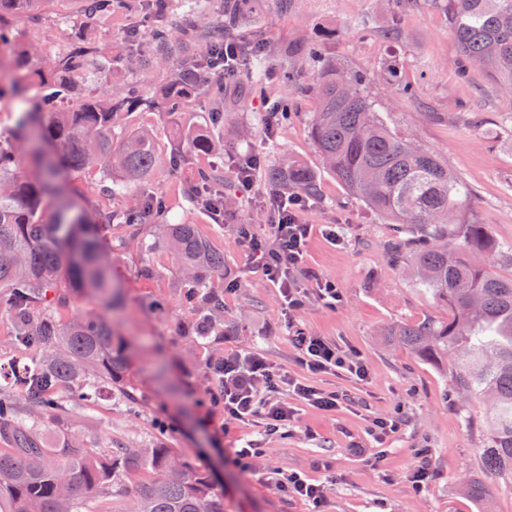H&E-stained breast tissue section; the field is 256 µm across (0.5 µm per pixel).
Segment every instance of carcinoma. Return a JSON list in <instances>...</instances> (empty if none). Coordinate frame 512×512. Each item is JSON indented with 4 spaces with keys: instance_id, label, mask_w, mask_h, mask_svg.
<instances>
[{
    "instance_id": "cac0c4a2",
    "label": "carcinoma",
    "mask_w": 512,
    "mask_h": 512,
    "mask_svg": "<svg viewBox=\"0 0 512 512\" xmlns=\"http://www.w3.org/2000/svg\"><path fill=\"white\" fill-rule=\"evenodd\" d=\"M44 0H0V96L41 90L33 110L15 119L14 135H0V307L16 334L12 346L39 354L11 376L0 392V512H224V494L208 469L158 443L151 448H90L66 433L44 448L37 428L19 415L15 395L61 423L89 405L101 383L113 396L128 393V356L112 321L85 315L69 322L59 312L71 292L90 288L110 309L118 297L93 237L95 225L140 230L159 203L137 189L159 164L152 131L133 126L131 116L162 112L187 143L186 160L224 152V111L234 110L246 90L225 93L215 57L224 51V30L250 18L251 0H188L186 22L161 26L142 47L130 29L119 44L103 41L89 22L121 13L126 0H80L81 11L48 23ZM158 20L173 0H143ZM446 11L457 47L460 74L485 69L493 83L512 92V0H433ZM47 28L53 48L19 37L18 21ZM268 49L242 44L238 60L260 69ZM368 77L328 60L309 92L315 109L308 124L324 168L354 197L389 219L396 235L387 246L390 262H410L415 284L450 311L446 320L424 319L387 330L391 340L419 360L447 371L458 390L489 403V436L481 470L485 481L465 491L475 500L505 483L512 486V278L489 273L476 255L503 251L486 224L466 221L460 210L472 193L436 155L386 126L366 88ZM210 99L208 125H180L200 92ZM30 146L35 172L18 163L17 141ZM102 173L101 193L114 200L93 223L71 214L68 174ZM279 194L316 195V172L286 157L267 168ZM184 194L198 206L224 207V180L201 166ZM162 237L187 278L180 298L195 313L196 340L224 335V293L203 273L221 275L224 253L213 249L194 224H164ZM72 393L74 407L61 402Z\"/></svg>"
}]
</instances>
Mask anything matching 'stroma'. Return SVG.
<instances>
[{
  "label": "stroma",
  "mask_w": 512,
  "mask_h": 512,
  "mask_svg": "<svg viewBox=\"0 0 512 512\" xmlns=\"http://www.w3.org/2000/svg\"><path fill=\"white\" fill-rule=\"evenodd\" d=\"M254 2L255 21L234 30L233 38L259 37L272 47L314 41L323 58L370 76L369 93L388 128L413 136L436 153L471 188L469 212L489 225L501 244H512V93L492 85L479 67L465 77L458 73L454 39L441 11L425 0L415 5L408 0H290L286 9L279 0ZM154 25L141 0H128L126 11L98 24L97 31L117 41L132 26L145 42ZM392 29L398 32L393 39L387 36ZM293 71L292 84L275 75L266 78L265 94L249 97L231 115L249 134L225 140L223 155L212 158L211 167L225 189L233 191L243 157L259 154L261 165L252 195L237 197L231 218L221 224L179 192V183L193 169L170 165L185 154L186 146L173 135L167 116L135 115V122L153 129L162 158L146 189L165 201L163 222L197 225L224 253L219 280L224 333L203 345L191 341L187 329L193 316L180 302L182 265L150 226L139 233L149 245L145 251L136 242L123 246L117 237L104 236L103 253L124 295L114 321L132 354L129 378L136 400L130 404L103 391L94 405L79 412L72 431L93 448H108L116 441L164 442L213 470L224 491V512H512V486L481 501L465 491L480 476L488 444L485 401L463 398L450 376L386 335L397 323L447 318L448 309L416 287L407 266L390 262L384 244L394 235L393 225L348 195L324 169L307 134L314 101L304 88L312 69L299 62ZM404 85L411 87V94H400ZM283 97L292 101L295 116L288 126L269 133L266 105ZM286 156L308 163L318 176L320 197L302 213L303 222L317 227L341 224L346 234L345 243L335 245L319 230L314 232L299 274L307 287L318 278L334 282L342 302L329 308L311 298L292 318L284 315L277 289L250 271L240 244L245 227L267 239L270 187L265 168ZM146 264L154 268V276L142 277ZM299 328L361 355L370 371L368 383L309 376L293 342ZM230 351L262 355L274 369L343 392L347 399L329 414L299 405L296 422L273 435L266 433L260 417L216 433L224 414L208 404L206 364ZM387 415L398 417L401 425L380 444L369 431V421ZM250 440L266 453L254 469L244 471L230 456ZM422 459L432 476L418 492L408 475ZM278 469L325 482L322 509L281 490L273 476Z\"/></svg>",
  "instance_id": "1"
}]
</instances>
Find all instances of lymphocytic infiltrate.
<instances>
[{"mask_svg":"<svg viewBox=\"0 0 512 512\" xmlns=\"http://www.w3.org/2000/svg\"><path fill=\"white\" fill-rule=\"evenodd\" d=\"M308 205V198L299 193L284 200L272 199L268 208L270 242H263L246 228L240 235L253 271L277 288L285 310L292 316L299 314L312 296L329 307L341 300L334 283L319 280L308 289L298 277L314 233L313 225L301 218ZM294 340L308 373L343 375L359 382L367 380L368 369L360 355L345 351L324 337L304 332L297 333ZM208 372L219 385L217 391L211 392L210 401L223 408L224 421L228 424L246 425L261 415L266 419L269 433H278L290 425L293 407L261 400L258 392L263 388L273 391L288 387L301 403L325 413L337 411L343 404L339 392L275 372L258 354L225 353L217 363L209 365Z\"/></svg>","mask_w":512,"mask_h":512,"instance_id":"obj_1","label":"lymphocytic infiltrate"}]
</instances>
